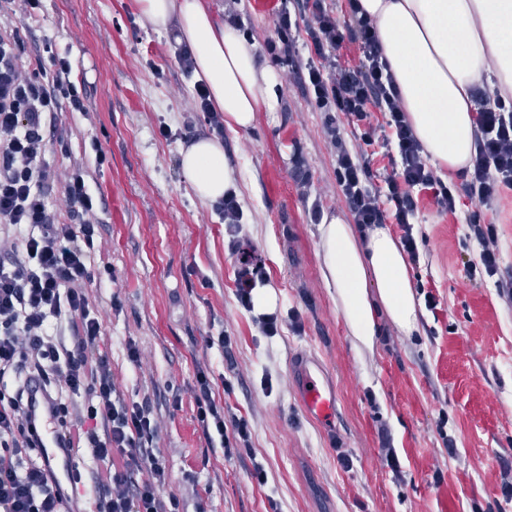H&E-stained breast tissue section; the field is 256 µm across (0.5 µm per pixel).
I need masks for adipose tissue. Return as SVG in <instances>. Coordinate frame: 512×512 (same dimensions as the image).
<instances>
[{"label":"adipose tissue","mask_w":512,"mask_h":512,"mask_svg":"<svg viewBox=\"0 0 512 512\" xmlns=\"http://www.w3.org/2000/svg\"><path fill=\"white\" fill-rule=\"evenodd\" d=\"M145 24L171 34L192 54L194 75L212 111L231 131L253 126L278 106L277 73L260 63L259 47L224 22L210 0H139ZM375 20L383 58L396 80L417 138L433 163L451 172L476 151L469 90L489 82L512 91V0H360ZM195 197L222 199L234 182L219 139L197 137L179 150ZM321 276L342 311L354 346L373 351L376 316L404 335L419 329L417 300L403 251L386 225L357 237L346 220L324 214L317 227Z\"/></svg>","instance_id":"1"}]
</instances>
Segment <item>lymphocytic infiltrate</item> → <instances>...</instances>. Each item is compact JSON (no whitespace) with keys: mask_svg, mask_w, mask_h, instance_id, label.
Returning a JSON list of instances; mask_svg holds the SVG:
<instances>
[{"mask_svg":"<svg viewBox=\"0 0 512 512\" xmlns=\"http://www.w3.org/2000/svg\"><path fill=\"white\" fill-rule=\"evenodd\" d=\"M304 9L312 58L299 61L292 47L288 61L326 114L324 133L336 148L339 192L359 233L376 224L398 225L409 260L419 262L413 225L421 193H430L439 212L453 214L461 198L490 208L512 192V96L472 91L477 152L463 186L443 184L382 62L375 21L359 0H347L344 23L325 0H305ZM347 40L362 50L354 67L333 55ZM44 49L52 62L48 70L23 60L17 31L0 30V376L10 372L17 378L12 394L0 392V512H68L72 495L31 454L41 446L38 408L67 416L71 398L82 392L89 395L86 412L65 425L58 446L68 457L85 451L95 463L92 512H183L179 497L167 489L166 460L156 446L162 395L123 397L99 311L85 291L88 251L101 228L88 172L76 165L61 174L45 160L47 126L58 110L86 115L90 107L68 53L50 42ZM320 59L328 60L330 73L317 67ZM375 111L387 114L385 125L371 124ZM372 145L396 150L400 158L381 189L366 152ZM218 208L236 258V297L249 311L253 290L266 280L265 264L240 236L243 211L235 194L226 193ZM467 224L478 246L467 275H497V224L482 223L474 214ZM214 390L207 369H197L192 393L204 436L218 440L225 457L251 455L247 423L227 419Z\"/></svg>","mask_w":512,"mask_h":512,"instance_id":"1","label":"lymphocytic infiltrate"}]
</instances>
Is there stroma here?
<instances>
[{
  "instance_id": "35a3bbf8",
  "label": "stroma",
  "mask_w": 512,
  "mask_h": 512,
  "mask_svg": "<svg viewBox=\"0 0 512 512\" xmlns=\"http://www.w3.org/2000/svg\"><path fill=\"white\" fill-rule=\"evenodd\" d=\"M289 0H213L218 16L256 39L262 63L281 83L277 111L261 112L240 133L225 132L224 155L235 169L244 218L241 235L265 263L276 312H298L301 332L282 325L258 332L236 299V263L214 204L199 202L181 178L179 148L209 135L196 109L197 84L177 59V44L146 25L138 0H16L10 25L26 60L45 41L69 51L83 79L92 118L61 109L47 131V161L58 170L83 163L98 200L101 235L86 288L99 310L112 374L125 397L157 389L158 447L169 491L189 512H512L500 465L512 462V195L486 209L461 200L456 215L423 197L413 233L420 261L409 265L415 292L430 291L436 309L419 310L417 333L380 319L374 353L347 334L321 277L313 211L345 216L336 189L335 149L322 132L297 78L271 52L277 19ZM107 155L96 166L92 142ZM312 179L300 191L290 176L295 156ZM499 225L497 275L467 278L477 253L466 219ZM235 341L225 360L208 337ZM142 351L141 365L126 345ZM319 362L336 389L338 415L326 433L305 414L294 376L300 359ZM208 368L230 414L252 431L254 458H225L197 421L191 393L197 367ZM232 394H224L225 384ZM179 398L172 407L170 398ZM456 441L447 453L437 425ZM386 426L400 462L382 458L377 429ZM348 449L343 468L334 443ZM264 463L267 486L252 481Z\"/></svg>"
}]
</instances>
